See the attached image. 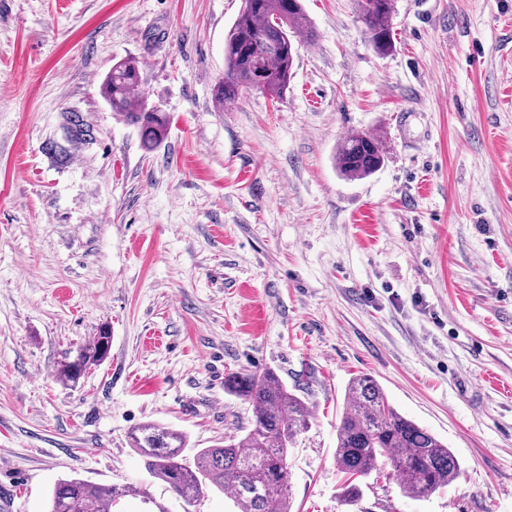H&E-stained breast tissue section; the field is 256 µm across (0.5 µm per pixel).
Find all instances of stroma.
Returning <instances> with one entry per match:
<instances>
[{
	"instance_id": "35a3bbf8",
	"label": "stroma",
	"mask_w": 512,
	"mask_h": 512,
	"mask_svg": "<svg viewBox=\"0 0 512 512\" xmlns=\"http://www.w3.org/2000/svg\"><path fill=\"white\" fill-rule=\"evenodd\" d=\"M287 95L217 105L241 0H0V486L47 512L61 479L134 487L117 512L181 507L129 431L208 448L246 425L234 372L308 381L292 512H512V0H394L378 54L357 0H303ZM139 61L170 117L145 149L100 86ZM82 113L93 143L63 142ZM385 163L334 167L354 131ZM248 180H240L241 172ZM108 358L56 367L100 328ZM448 444L462 473L412 500L387 464L344 505L350 380ZM151 502H144V495ZM333 160L346 179H362L383 165L384 155L376 135L356 132L344 137L336 146Z\"/></svg>"
}]
</instances>
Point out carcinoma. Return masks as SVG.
<instances>
[{
    "label": "carcinoma",
    "mask_w": 512,
    "mask_h": 512,
    "mask_svg": "<svg viewBox=\"0 0 512 512\" xmlns=\"http://www.w3.org/2000/svg\"><path fill=\"white\" fill-rule=\"evenodd\" d=\"M358 19L374 49L385 55L393 50L394 0H358ZM313 40L314 30L301 0H242V7L224 39V80L215 89L219 104H231L264 80L261 92L281 98L288 91L296 55L291 35ZM141 82L138 62L126 59L112 66L102 87L112 111L134 125L146 149L165 135L167 113L144 105L133 96ZM65 140L89 143L93 128L78 112L64 114ZM339 173L362 179L384 163L379 138L369 132L344 137L333 156ZM111 336L99 335L76 350L65 353L58 378L76 384L88 368L102 362ZM224 391L251 406L248 426L242 434L199 449L189 463L184 458L186 436L158 423H144L130 433L131 447L143 459L149 476L174 496L192 504L207 487L229 490L237 512H291L288 449L308 430L312 416L308 403L280 380L272 369L260 373H232L224 379ZM346 408L337 427L336 466L349 478H366L381 460L394 472L403 494L425 498L454 482L461 464L454 452L428 430L395 410L369 375L354 378L345 391ZM129 493L125 485L97 484L81 478L55 483L48 512H115Z\"/></svg>",
    "instance_id": "obj_1"
}]
</instances>
